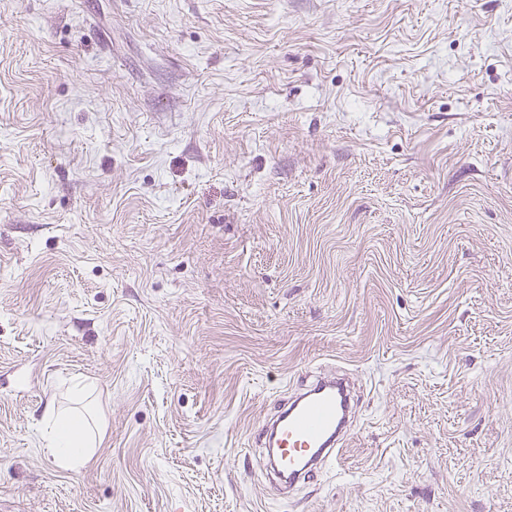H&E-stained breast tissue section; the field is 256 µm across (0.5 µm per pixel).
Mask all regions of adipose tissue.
<instances>
[{
	"label": "adipose tissue",
	"mask_w": 512,
	"mask_h": 512,
	"mask_svg": "<svg viewBox=\"0 0 512 512\" xmlns=\"http://www.w3.org/2000/svg\"><path fill=\"white\" fill-rule=\"evenodd\" d=\"M42 437L45 448L61 467L82 466L93 455L92 429L81 418L54 408H47L44 414Z\"/></svg>",
	"instance_id": "1"
}]
</instances>
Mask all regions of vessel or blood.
I'll return each mask as SVG.
<instances>
[{
  "mask_svg": "<svg viewBox=\"0 0 512 512\" xmlns=\"http://www.w3.org/2000/svg\"><path fill=\"white\" fill-rule=\"evenodd\" d=\"M349 412L346 384L319 379L263 425V438L272 445L265 465L283 489L313 478L323 466L338 460Z\"/></svg>",
  "mask_w": 512,
  "mask_h": 512,
  "instance_id": "vessel-or-blood-1",
  "label": "vessel or blood"
}]
</instances>
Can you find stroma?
Masks as SVG:
<instances>
[{"label":"stroma","mask_w":512,"mask_h":512,"mask_svg":"<svg viewBox=\"0 0 512 512\" xmlns=\"http://www.w3.org/2000/svg\"><path fill=\"white\" fill-rule=\"evenodd\" d=\"M0 512H512V0H0ZM349 412L350 397L342 379H318L263 425L262 439L269 444L265 466L283 490L288 492L338 461ZM42 423L44 446L59 466L75 468L92 458L94 433L84 420L49 407Z\"/></svg>","instance_id":"stroma-1"}]
</instances>
